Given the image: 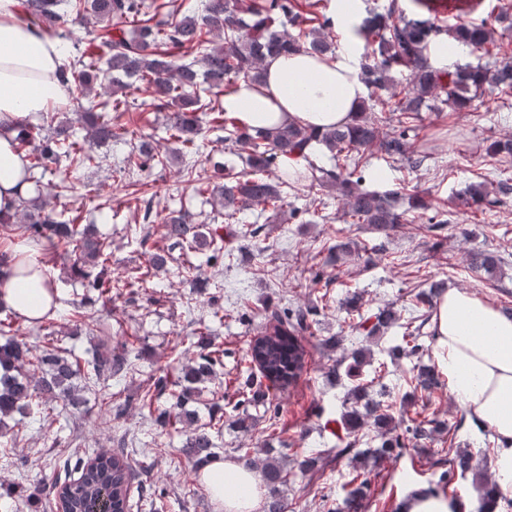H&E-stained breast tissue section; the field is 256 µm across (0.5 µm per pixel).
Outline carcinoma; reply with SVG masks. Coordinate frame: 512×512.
<instances>
[{
  "mask_svg": "<svg viewBox=\"0 0 512 512\" xmlns=\"http://www.w3.org/2000/svg\"><path fill=\"white\" fill-rule=\"evenodd\" d=\"M436 2L413 0L424 12L420 18H406L395 0L385 12L375 9L368 12L356 29L368 48L361 79L369 88L386 90L392 84V72L405 69L409 72L408 89L402 93L392 91L390 96L372 105H361L350 125L316 133L300 124L273 131H250L237 118L226 116L221 96L234 94L241 78L262 83L263 63L268 57L289 52H304L319 59L335 55L331 38L335 21L330 16L316 12L303 15L295 9L292 0H203L199 11L172 0H22L19 19L58 37L65 46L76 28L92 22L104 30L57 74L69 97L85 102L78 123L86 131V137L79 138L70 124L59 125L44 136L26 124L17 144V149L27 152L28 180L36 185V195L22 200L19 207L27 218V223L21 225L22 238L39 246H72L68 260L73 280L98 291L96 297L85 294L73 304L71 317L76 319V324L94 330L99 322L96 306L112 302V288H142L150 276L135 269L127 279L103 286L88 267L107 268L112 258V242L97 236L90 225L78 223L79 216L70 217L64 210H56L50 205L51 192L42 189L46 174L53 173L64 161L76 172L97 167L99 157L95 148L112 143L126 132L118 123L117 113L128 111L129 103L112 98L124 89L123 79L143 84L151 98L150 106L158 112L168 111L165 132L168 139L183 145L186 154L196 155L204 148L198 141L203 117H208L214 130L224 132L218 140L237 152L246 169L233 172L216 164L217 181L199 186L200 191L218 198L224 208V223H241V213L245 210L277 208L290 194L308 197L317 185L336 189L343 223L368 224L377 233L386 235L396 225L409 223L408 214L396 209L399 191L380 193L359 188L365 179L360 169L363 151L374 147L385 160L413 170L428 153L409 138V131L421 121L423 108H432L430 102L438 100L462 112L488 86L512 92V58L499 60L490 49L495 44L496 26H503L505 32L512 30L509 8L501 6L490 17L478 23L462 24L452 33L458 42L483 57L494 58L493 62L444 71L435 68L428 56L430 43L443 34L435 23ZM210 34L218 35L221 42L211 43ZM108 74L112 75L111 97L98 100L93 96L95 85ZM314 142L329 150L334 160L332 168L318 167L309 159L307 149ZM489 155L495 162L511 166L512 138L493 141ZM290 157L306 161L309 172L282 167V159ZM154 165H164L163 157L156 151L151 137H142L127 157V174L132 176ZM274 170L278 174L269 177ZM456 200L467 209L495 204L483 183L467 186ZM165 229L173 249L187 254L201 247L212 250L208 258L212 266L226 255L234 256V251H224L223 236L196 229L187 211L180 210L178 215L169 217ZM467 262L471 271L491 275L504 258L497 252L478 250L468 255ZM446 289L445 281L433 280L414 294L415 306L422 305L427 311L401 324L402 344L389 353L391 357L404 356L413 361L408 370L410 398L441 386L435 364L423 362V357L430 355V348L425 344L428 333L423 328ZM346 313L349 328L356 336H375L398 321L389 307L375 313L362 311L361 298L355 291L347 293ZM310 315V310L302 308L264 309L265 330L247 351V367L238 371V376L245 377L238 389L243 399L237 402V406L243 407L238 416L243 428L251 427L248 407L264 401V383L290 386L300 378L307 354L304 341L315 337ZM9 328L11 324L0 320V335L5 337L0 343V438L6 435L5 419L14 414L53 399L77 406L84 400V393L120 380L133 371L134 348L116 354L112 352L109 336L103 338L88 358L54 343L34 355L28 337L11 335ZM190 345L196 348L195 357L180 369L174 383H169L165 374L149 378L144 400L165 397L167 405L160 413L165 429L192 423L186 405L197 384L217 374L223 365L222 351L212 345L208 333L192 337ZM366 356L362 348L351 351L347 377L359 379ZM32 366L37 367V372H30ZM367 388L363 383L354 386L353 406L341 419L350 434L368 427L378 445L360 448L355 438L336 449L338 459L352 454L377 464L392 448L405 447L401 436L396 434L390 408L375 404L367 414L358 409L366 398ZM223 429L222 415H213L208 422L195 427L183 448L185 457L196 465L219 457L223 452L219 445ZM446 429L447 424L437 413H419L409 419L405 433L414 440H427ZM321 460L319 455L298 460L297 471L310 472ZM442 463L450 464L440 478L445 488L454 473L476 470L473 458L466 454L450 460L445 458ZM135 468L147 471L144 463L132 464L122 454L102 452L93 459L69 455L54 472L51 482L43 486V491L56 494L58 512H85L87 505L106 487L111 495L105 503V512H128L129 479ZM260 471L269 493L267 512H284L280 493L297 471L286 469L274 456L262 461ZM365 495V481L357 475L352 477L345 485L342 505L332 512H360Z\"/></svg>",
  "mask_w": 512,
  "mask_h": 512,
  "instance_id": "1",
  "label": "carcinoma"
}]
</instances>
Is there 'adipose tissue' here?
I'll return each mask as SVG.
<instances>
[{
	"instance_id": "obj_1",
	"label": "adipose tissue",
	"mask_w": 512,
	"mask_h": 512,
	"mask_svg": "<svg viewBox=\"0 0 512 512\" xmlns=\"http://www.w3.org/2000/svg\"><path fill=\"white\" fill-rule=\"evenodd\" d=\"M21 0H0V213L13 214L33 193L24 179L26 159L17 151L21 119L66 103L56 78L64 54L41 28L19 21ZM264 81L239 82L224 106L243 126L272 130L298 123L318 130L350 124L365 99L359 51L346 42L335 57L306 53L272 56ZM16 263L0 269V305L25 322L49 314L52 298L40 252L9 245ZM436 363L448 387L496 438L491 458L497 495H512V318L474 292L450 288L432 318ZM224 512H258L265 493L257 470L227 459L199 471ZM400 512H470L468 501L421 487L410 489Z\"/></svg>"
}]
</instances>
